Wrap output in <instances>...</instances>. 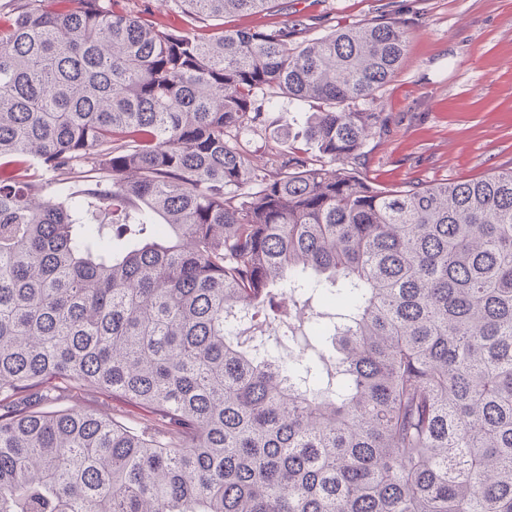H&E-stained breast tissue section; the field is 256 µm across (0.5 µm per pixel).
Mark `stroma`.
I'll list each match as a JSON object with an SVG mask.
<instances>
[{
	"mask_svg": "<svg viewBox=\"0 0 512 512\" xmlns=\"http://www.w3.org/2000/svg\"><path fill=\"white\" fill-rule=\"evenodd\" d=\"M410 36L395 76L377 93L386 127L357 169L386 188L478 178L512 163V0H293L311 36L377 19L384 4ZM79 406L142 424L150 414L112 393L62 389Z\"/></svg>",
	"mask_w": 512,
	"mask_h": 512,
	"instance_id": "obj_1",
	"label": "stroma"
}]
</instances>
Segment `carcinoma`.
<instances>
[{"label":"carcinoma","instance_id":"obj_1","mask_svg":"<svg viewBox=\"0 0 512 512\" xmlns=\"http://www.w3.org/2000/svg\"><path fill=\"white\" fill-rule=\"evenodd\" d=\"M44 2L0 13V399L57 379L158 422L0 413V512H512V166L345 167L407 25L211 36L291 4L173 0V28ZM275 98L320 110L259 167L241 141ZM320 297L333 352L242 336Z\"/></svg>","mask_w":512,"mask_h":512}]
</instances>
